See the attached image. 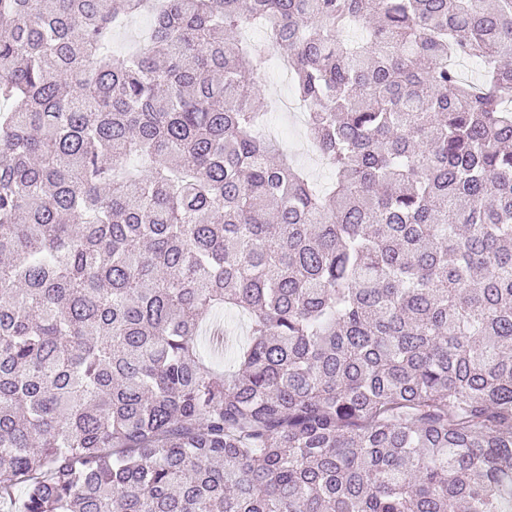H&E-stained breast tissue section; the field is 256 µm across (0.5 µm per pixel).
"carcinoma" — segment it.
Returning a JSON list of instances; mask_svg holds the SVG:
<instances>
[{
    "label": "carcinoma",
    "mask_w": 512,
    "mask_h": 512,
    "mask_svg": "<svg viewBox=\"0 0 512 512\" xmlns=\"http://www.w3.org/2000/svg\"><path fill=\"white\" fill-rule=\"evenodd\" d=\"M0 100L12 512H512V0H0ZM152 18L149 15L141 14L137 17L127 20V25L116 28L112 34V50L116 54L125 55L126 47L124 43H130L136 40L140 35L145 24L151 26ZM260 88L258 89V97L265 99V102L270 103V117L274 119L281 126L282 132L279 134V147L289 155L293 162L301 168L311 179L326 185L329 183L330 172L327 168L318 169L311 160V156L306 150V145L309 143L304 135V126L298 133L297 128L291 121L290 117L283 112L276 111V104L273 100L275 94V87L267 80L263 78L260 82ZM273 113H279L277 116ZM215 323H219L233 337V343H242L246 340L249 330L247 317L238 314L235 310H227L212 315L207 321L203 322L200 328L201 349L204 355L212 362L215 369L219 372L224 371V364H227L224 358V349L216 347L212 343V328Z\"/></svg>",
    "instance_id": "carcinoma-1"
}]
</instances>
